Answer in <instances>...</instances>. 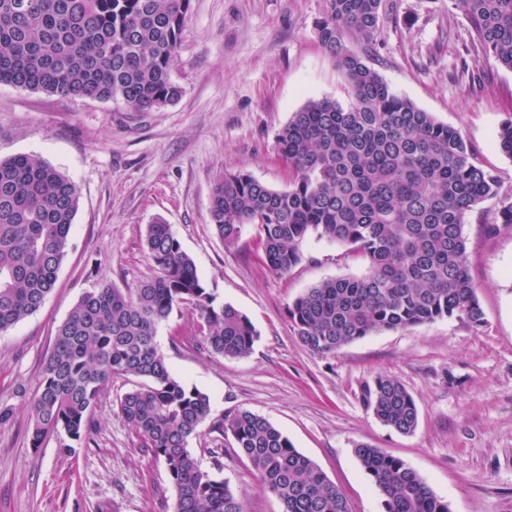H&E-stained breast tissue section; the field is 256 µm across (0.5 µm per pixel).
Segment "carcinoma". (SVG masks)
<instances>
[{"mask_svg": "<svg viewBox=\"0 0 512 512\" xmlns=\"http://www.w3.org/2000/svg\"><path fill=\"white\" fill-rule=\"evenodd\" d=\"M327 2L317 36L343 71L350 100H310L280 130L287 188L272 189L244 170L224 174L211 200L213 231L230 250L252 227L266 265L280 276L302 262L301 244L313 235L361 258L362 275L323 280L288 307L295 337L315 354L445 317L480 327L463 226L492 199L498 208L488 228L511 225L512 196H502L496 175L476 164L458 129L398 94L347 48L353 36L376 41L383 0ZM448 4L468 21L474 48L512 71V0ZM189 7L190 0H0V83L119 99L133 112L164 108L182 94L171 66ZM498 142L512 159V118ZM78 208L77 186L56 168L25 154L0 160V332L37 312L55 288ZM145 246L154 277L127 292L99 284L58 327L29 403L31 446L61 432L84 440L104 387L137 378L118 408L164 462L173 512H245L242 496L220 477L221 453L210 450L205 470L188 448L207 420L210 432L233 439L282 512H350L341 490L268 419L240 408L213 418L209 396L172 375L155 335L181 303H193L201 319L188 340L215 355H249L258 333L234 306L215 304L170 225H148ZM361 397L383 425L401 434L417 427L418 406L398 379L379 375ZM355 454L383 512H450L400 458L367 444Z\"/></svg>", "mask_w": 512, "mask_h": 512, "instance_id": "cac0c4a2", "label": "carcinoma"}]
</instances>
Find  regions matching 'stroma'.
I'll return each instance as SVG.
<instances>
[{
  "instance_id": "1",
  "label": "stroma",
  "mask_w": 512,
  "mask_h": 512,
  "mask_svg": "<svg viewBox=\"0 0 512 512\" xmlns=\"http://www.w3.org/2000/svg\"><path fill=\"white\" fill-rule=\"evenodd\" d=\"M326 8L327 0H191L172 67L183 93L152 112L0 85V159L37 158L80 193L54 291L0 333V403L14 409L0 424V512H173L164 463L118 411L132 381H112L101 393L89 441L53 436L35 449L27 434V403L57 328L100 283L133 289L154 275L144 238L158 220L170 224L216 303L239 309L258 333L248 356L229 358L187 343L199 322L192 303L159 326L171 371L208 394L213 415L236 407L269 419L340 488L351 512H382L354 453L361 443L402 459L451 512H512V226L486 231L495 202L480 204L464 226L483 326L443 318L374 333L327 356L296 340L288 307L322 280L361 275L362 261L311 237L303 261L281 277L262 261L252 231L229 251L211 228V196L225 172L243 169L286 188L281 128L308 101H346L345 78L316 34ZM367 63L396 92L458 128L502 194H512V159L496 139L512 117V71L473 51L469 24L448 0H383ZM380 374L414 397L412 434L382 425L365 408L362 389ZM190 446L206 469L210 449H223L222 475L245 512H281L230 439L205 428Z\"/></svg>"
}]
</instances>
